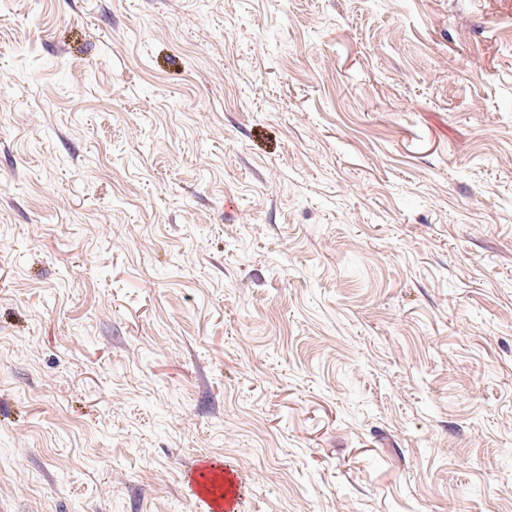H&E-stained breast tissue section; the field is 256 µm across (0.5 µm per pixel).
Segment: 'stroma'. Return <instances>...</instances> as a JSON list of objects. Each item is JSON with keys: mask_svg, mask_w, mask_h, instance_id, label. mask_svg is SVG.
Segmentation results:
<instances>
[{"mask_svg": "<svg viewBox=\"0 0 512 512\" xmlns=\"http://www.w3.org/2000/svg\"><path fill=\"white\" fill-rule=\"evenodd\" d=\"M0 512H512V0H0ZM223 462L212 460L204 464H196L193 468L195 475V493L206 504L208 512H233L237 510V488L235 478L224 475L222 482ZM203 474V475H201ZM216 478L221 484L219 491L215 490L210 479Z\"/></svg>", "mask_w": 512, "mask_h": 512, "instance_id": "1", "label": "stroma"}]
</instances>
